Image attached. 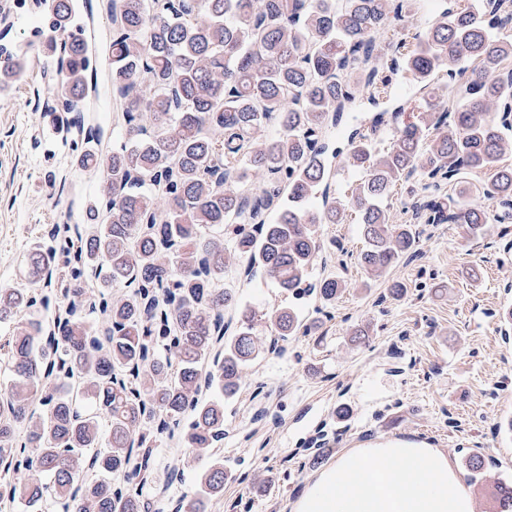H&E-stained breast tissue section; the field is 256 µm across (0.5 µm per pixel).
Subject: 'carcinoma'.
<instances>
[{
    "label": "carcinoma",
    "instance_id": "1",
    "mask_svg": "<svg viewBox=\"0 0 512 512\" xmlns=\"http://www.w3.org/2000/svg\"><path fill=\"white\" fill-rule=\"evenodd\" d=\"M405 0H111L103 57L68 35L74 0H49L45 35L65 90L61 112L84 147L82 169L102 174L104 195L81 224L56 225L29 261L44 287L0 288V512H204L223 492L224 404L243 370L278 343L316 331L295 305L250 310L223 286L230 268L300 301L331 303L346 280L313 274L319 231L342 202L332 168L359 175L350 200L366 243L359 264L379 278L417 253L415 224L484 225L512 219V0L446 8L408 57L448 82L412 122L385 112L333 148L343 113L373 106L392 78L375 39L403 21ZM28 59L0 47V83ZM106 64L115 142L84 111ZM490 171L482 194L459 189ZM412 183V224H391L387 200ZM449 190L443 195V190ZM121 288L120 297L112 289ZM234 317L225 318L226 312ZM262 321L277 333L254 337ZM205 459L195 489L172 500L150 491L158 449L173 438ZM467 467L489 477L482 454ZM495 512H512V483L494 480Z\"/></svg>",
    "mask_w": 512,
    "mask_h": 512
}]
</instances>
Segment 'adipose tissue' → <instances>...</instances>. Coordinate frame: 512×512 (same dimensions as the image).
Returning a JSON list of instances; mask_svg holds the SVG:
<instances>
[{
    "instance_id": "ef3b65f1",
    "label": "adipose tissue",
    "mask_w": 512,
    "mask_h": 512,
    "mask_svg": "<svg viewBox=\"0 0 512 512\" xmlns=\"http://www.w3.org/2000/svg\"><path fill=\"white\" fill-rule=\"evenodd\" d=\"M292 512H475L446 453L416 444H374L336 458Z\"/></svg>"
}]
</instances>
